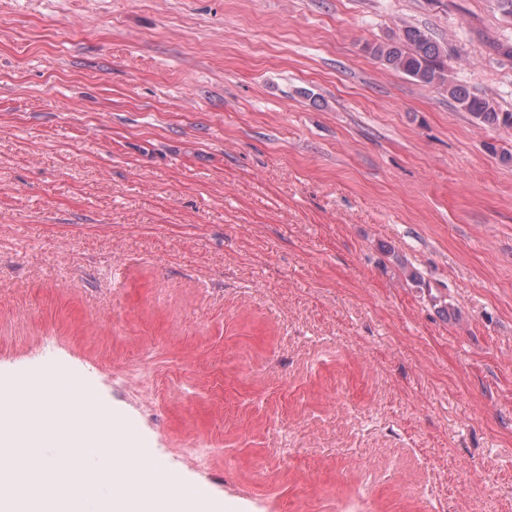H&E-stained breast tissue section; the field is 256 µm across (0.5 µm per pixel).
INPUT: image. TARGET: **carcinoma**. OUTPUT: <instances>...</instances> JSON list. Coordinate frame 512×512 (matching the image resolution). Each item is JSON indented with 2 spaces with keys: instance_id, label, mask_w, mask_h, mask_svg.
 Instances as JSON below:
<instances>
[{
  "instance_id": "carcinoma-1",
  "label": "carcinoma",
  "mask_w": 512,
  "mask_h": 512,
  "mask_svg": "<svg viewBox=\"0 0 512 512\" xmlns=\"http://www.w3.org/2000/svg\"><path fill=\"white\" fill-rule=\"evenodd\" d=\"M371 54L384 65L424 85L448 86L449 96L478 122L495 127L512 128V112H502L468 87L452 82L444 53L429 35L418 27L406 26L387 41L370 48Z\"/></svg>"
}]
</instances>
